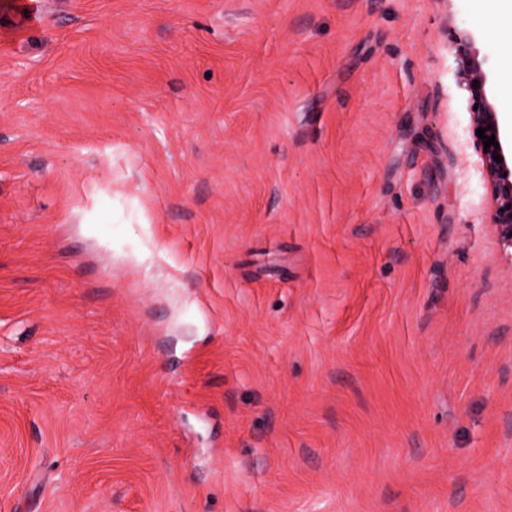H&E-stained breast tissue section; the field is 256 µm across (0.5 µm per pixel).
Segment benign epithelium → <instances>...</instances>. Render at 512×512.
<instances>
[{"instance_id":"7a95c632","label":"benign epithelium","mask_w":512,"mask_h":512,"mask_svg":"<svg viewBox=\"0 0 512 512\" xmlns=\"http://www.w3.org/2000/svg\"><path fill=\"white\" fill-rule=\"evenodd\" d=\"M459 84L469 92V112L472 130L482 127L486 136H495L499 147L484 149L483 140L475 138L485 177L490 203L493 235L501 254L512 267V131L506 132L494 102L488 95L490 74L478 60L472 47V37L465 34L456 41ZM500 155L501 162L493 159Z\"/></svg>"}]
</instances>
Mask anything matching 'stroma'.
I'll return each mask as SVG.
<instances>
[{"label":"stroma","instance_id":"1","mask_svg":"<svg viewBox=\"0 0 512 512\" xmlns=\"http://www.w3.org/2000/svg\"><path fill=\"white\" fill-rule=\"evenodd\" d=\"M487 0H0V512H512ZM456 45V76L459 84L470 94V123L485 177L493 235L501 254L512 267V126L510 132L506 133L501 120L502 112L497 111L488 95L490 74L473 51L472 37L468 34L458 37ZM474 80H478L477 87H474ZM475 104H478L477 110H474ZM488 125H491L490 130H487ZM479 127L486 129V136L495 135L499 149L491 145L484 152L483 141L486 139L482 140L476 135ZM496 154L502 158L500 163L493 159Z\"/></svg>","mask_w":512,"mask_h":512}]
</instances>
